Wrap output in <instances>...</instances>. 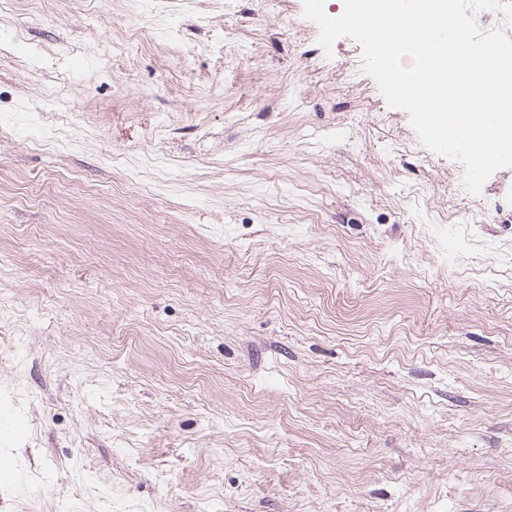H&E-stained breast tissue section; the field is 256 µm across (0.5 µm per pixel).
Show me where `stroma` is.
Instances as JSON below:
<instances>
[{
  "label": "stroma",
  "mask_w": 512,
  "mask_h": 512,
  "mask_svg": "<svg viewBox=\"0 0 512 512\" xmlns=\"http://www.w3.org/2000/svg\"><path fill=\"white\" fill-rule=\"evenodd\" d=\"M302 10L0 0V512H512V167Z\"/></svg>",
  "instance_id": "stroma-1"
}]
</instances>
